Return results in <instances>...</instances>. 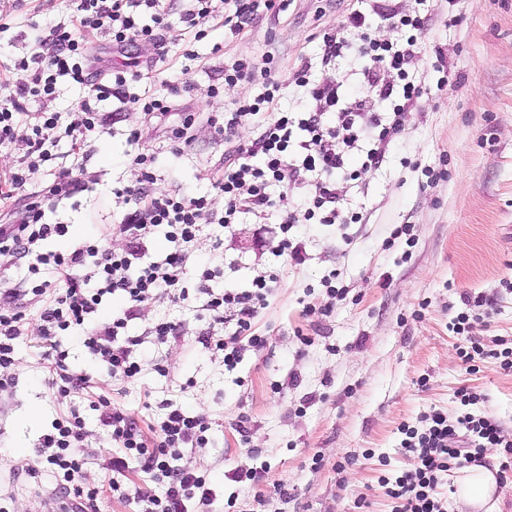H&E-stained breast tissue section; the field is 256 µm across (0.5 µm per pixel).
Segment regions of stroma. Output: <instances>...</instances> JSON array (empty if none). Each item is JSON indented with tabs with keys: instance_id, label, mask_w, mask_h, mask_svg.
Wrapping results in <instances>:
<instances>
[{
	"instance_id": "obj_1",
	"label": "stroma",
	"mask_w": 512,
	"mask_h": 512,
	"mask_svg": "<svg viewBox=\"0 0 512 512\" xmlns=\"http://www.w3.org/2000/svg\"><path fill=\"white\" fill-rule=\"evenodd\" d=\"M392 2L400 12L426 19L422 53L410 70L425 92L407 112L405 130L382 167L341 185L345 203L363 213V222L304 226L309 258L296 267L257 246L258 221L250 215L228 231L207 228L194 244L191 279L196 265L207 262L220 269L224 287L245 289L255 277L279 270V283L256 319L257 330L268 338L266 350L225 370L201 343L209 324L199 310L204 297L194 291L175 306L166 300L147 305L131 322L133 335L163 311L180 324L179 336L147 344L156 364L134 380L113 379L75 335L59 339L71 368L88 377L90 393L152 422L164 399L211 421L210 443L199 457L218 493L209 512H395L380 478L414 465L401 446V425L434 409L455 415L462 387L484 396L471 413L494 416L512 432V372L491 358L466 371L452 330L453 319L467 309L466 298L486 294L495 304L482 337H512V294L504 288L512 281V0ZM162 6L165 58L145 42L135 43L125 57L113 51L108 36H98L95 44L112 64L129 61L146 73L136 93L165 96L169 84L179 85L178 104L198 116L194 140L173 150L166 128L179 124L180 115L161 125L133 105L101 103L104 129L92 134L88 155L72 154L60 143L59 163L35 170L26 185L27 191L41 190L63 167L83 170L90 185L53 213V220L69 225L70 236L47 243V250L66 251L121 223L123 211L112 190L132 180L126 153L134 129L142 132L141 147L159 152L158 188L212 196L215 209L223 210L209 177L223 165L228 145L209 119L258 92L246 83L225 84V58L272 56L286 83L306 59L310 84L334 80L345 100L360 91L364 59L352 50L323 63L322 37L341 30L352 11L369 13L370 0H290L278 16L235 37L223 25L224 0H212L208 36L200 41L180 19V0H162ZM74 8L75 0H5L0 21L8 28L0 41L12 49L0 56V76L31 54L27 20L63 22ZM450 16L458 18L457 26L446 25ZM220 41L227 44L223 56L212 52ZM439 59L454 71L444 89L434 69ZM83 96L81 86L61 80L52 96L30 100L28 115L18 120V142L0 150V166L22 156L31 113L56 112L66 124ZM316 107L288 83L275 105L279 112ZM442 162L446 178L430 181L429 169ZM397 224L410 225V237L387 246ZM332 272L349 293L323 315L322 281ZM310 305L316 313H307ZM24 306L28 334L11 370L14 388L0 404V496L8 498L10 512H31L54 492L49 473L34 479L23 466L39 464V439L62 410L38 338L42 304L28 299ZM159 364L165 374L156 372ZM85 418L84 468L100 491L101 512H138L136 504L113 499L105 468L112 444L95 411H86ZM244 464L267 466L261 486L250 489L228 479V471ZM283 484L291 495L285 506L278 495Z\"/></svg>"
}]
</instances>
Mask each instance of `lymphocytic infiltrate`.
<instances>
[{"instance_id":"1","label":"lymphocytic infiltrate","mask_w":512,"mask_h":512,"mask_svg":"<svg viewBox=\"0 0 512 512\" xmlns=\"http://www.w3.org/2000/svg\"><path fill=\"white\" fill-rule=\"evenodd\" d=\"M225 4L224 23L231 34L237 35L260 18L286 10L288 0H225ZM391 17L395 27L412 28V36L399 43L378 41L371 35L367 15L361 12L347 17V35H324L325 61H334L352 48L366 59L363 93L346 104L341 103L339 86L333 83L310 87L312 97L321 102L317 111L272 112L283 84L270 67V57L225 63V82L257 83L262 91L225 112L223 122L215 126L217 134L229 138L242 126L255 133L254 138L234 147L232 158L225 160L223 170L211 180L214 192L224 200L223 212L214 210L208 196L189 197L157 189L153 169L156 153L136 150L129 161L135 187L114 192L125 207L118 227L129 240L123 251L109 247L105 231L72 250L45 251L48 241L68 233L67 225L50 220V213L63 201L86 192L88 183L82 175L63 170L41 190L29 193L25 186L31 171L53 160L52 150L61 137L69 138L72 150L88 147L89 137L99 123L100 102L113 99L133 104L161 122L175 111L172 98L132 93L133 84L143 79L141 71L105 66L95 53V39L100 34L109 35L113 48L121 54L138 41L164 50L166 25L159 0H77L69 20L50 32L32 25L33 52L16 64L12 91L6 104L0 106V148L13 142L15 117L26 112L30 98L52 95L58 78L82 85L85 96L76 118L67 126H60L55 114L40 113L25 140L23 155L0 171V205L11 203L18 193L26 195L21 208L13 210L10 223L0 224V252H12L28 261V292L43 300L38 333L52 359L51 386L61 399L70 402L71 396L86 388L87 380L70 369L66 352L55 342L56 336L85 329L84 345L107 365L113 377L139 376L145 362L137 351L146 337L163 342L175 336L177 327L160 319L146 328L144 335L133 336L128 332L130 322L156 299H185L186 266L197 237L215 223L232 228L242 213L264 216L275 204L272 187L291 190L301 185L307 189L304 214L285 212L272 249L275 256L288 258L293 264H303L307 259L296 232L301 221L329 225L362 222V214L345 209L340 202L341 183L358 178L359 170L351 169L349 160L359 157L360 170L381 167L390 144L405 129L406 112L424 93L422 84L409 79V69L421 52L416 33L423 29L424 20L398 11ZM388 70L397 72L400 86L386 82L384 73ZM370 93L391 103L390 115L367 111L366 96ZM159 227L169 247L162 256L145 259L144 242ZM48 270L54 273V280L44 279ZM219 276V270L209 267L196 276V289L205 298L202 309L211 324L201 343L222 355L225 369L231 370L245 353L258 354L266 349L268 340L257 332L255 320L267 307L279 275L270 272L242 290L218 287ZM109 295L122 296L126 305L102 322L98 312ZM229 320L234 321L236 329L227 336L220 328ZM25 325L20 303L0 309V370L16 365L17 342L25 333ZM453 328L460 337L459 355L465 365L492 357L499 360L503 370L512 371V343L507 339L485 345L475 334L474 319L465 313L456 316ZM458 395L465 413L451 418L434 411L422 416L420 426H403L402 446L412 453L415 466L391 482L389 493L399 502L397 512H445L439 487L450 472L467 464H482L489 448L512 453V436L506 435L498 420L469 413V405L480 400V393L463 387ZM97 409L99 421L112 441L114 476L109 488L113 497L140 503V512H196L197 507L214 503L216 491L207 469L189 456L190 451L209 443L211 426L206 419L171 403L165 406L164 418L150 425L105 398L99 400ZM84 427L78 406L70 402L67 412L43 434L39 452L51 467L57 489L79 500L86 512H98L97 489L84 485ZM133 460L149 481L162 486V494L120 481V474Z\"/></svg>"}]
</instances>
